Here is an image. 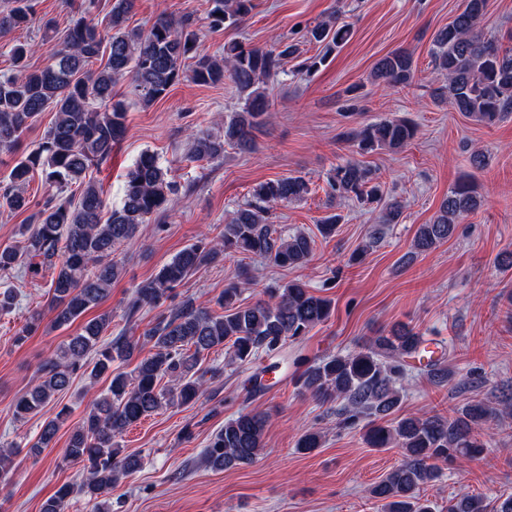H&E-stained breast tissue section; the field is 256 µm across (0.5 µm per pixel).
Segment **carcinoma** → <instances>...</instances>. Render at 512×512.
<instances>
[{"label": "carcinoma", "mask_w": 512, "mask_h": 512, "mask_svg": "<svg viewBox=\"0 0 512 512\" xmlns=\"http://www.w3.org/2000/svg\"><path fill=\"white\" fill-rule=\"evenodd\" d=\"M35 0H11L0 10V34L22 28L30 21ZM136 0H112L108 31L101 33L93 17L95 0H80V17L51 53L49 62L32 70L28 59L34 45L10 46L14 72L0 75V155L16 154L22 136L44 111L54 120L38 147L14 159L0 204L26 211L32 172L39 168L45 181L57 188L59 199H48L29 216L20 244L0 248V278L21 267L46 266L53 270L48 312L56 328L70 326L96 307L110 292L124 267L113 254L134 238L152 216L165 213L179 192L155 155L143 152L126 176L120 206L103 218L106 207L101 183L87 178L88 170L112 157L127 135L126 105L114 99L113 89L129 80L137 101L149 106L163 98L182 79L200 85L232 81L243 96V106L224 120L223 131H191L189 158L212 161L224 157L227 146L249 152L255 133L270 118L266 84L284 71L290 59L302 55L296 42H281L266 50L242 42L224 46L220 55L198 51L196 32L188 18L176 20L164 13L146 29L131 28L129 14ZM214 27L237 25L253 8L252 0H210ZM488 0H465V8L434 35L431 57L446 83L435 96L457 112L492 125L512 112V48L485 38L479 24ZM349 25L329 19L306 31V42L321 47L299 64L311 72L336 48L348 41ZM105 63L92 70L98 58ZM375 76L392 87H407L415 78L412 56L397 50L380 59ZM417 125L392 118L348 128L340 139L361 152L388 147L400 149L413 141ZM332 196L352 197L361 204L380 203L383 185L376 172L356 161L333 167L327 174ZM311 192L302 175H289L255 187L251 201L233 211L215 237L204 234L179 251L159 273L138 284L126 315L157 308L176 298L175 290L201 268L237 254L257 256L281 268L306 265L314 239L304 232L286 233L268 221L279 204L300 201ZM481 204L471 186L463 184L444 198L432 221L420 225L414 249L424 252L448 240L458 219ZM252 284L247 266L218 297L224 312L215 314L185 296L167 307L140 336L121 333L103 341L112 323L108 313L85 321L79 332L63 343L55 356L40 364L27 391L13 405L16 419L37 413L71 385L80 371L90 382L110 377L106 393L96 398L80 427L68 440L60 464H79L84 477L77 486L59 487L41 512H66L74 495L97 500L120 479L134 473L140 457L120 448L118 438L143 418L170 406L196 403L207 393V375L200 368L204 353L222 347L231 364L251 363L260 356L280 355L288 342H299L332 315L331 300L317 296L300 279L279 288H267L264 298L241 303L243 290ZM434 339L406 324L369 338L357 351L324 357L298 375L300 388L315 399L344 402V423L360 430L371 448H398L400 462L370 487V497L383 512H434L421 490L439 480V464L473 459L487 448L488 422L512 413V399L499 409L484 400L471 401L453 416L428 411L398 416L402 381L408 360L424 367L429 382L444 386L455 371L433 357ZM138 359L129 372H117L112 363ZM168 379L169 385L160 382ZM270 416L258 408L243 409L224 422L209 440L202 461L213 470L251 464L265 448ZM58 420L48 422L27 453L39 457L58 431ZM323 432L310 428L299 437L296 449L310 452L322 446ZM446 512H487L484 499L459 494L448 500Z\"/></svg>", "instance_id": "cac0c4a2"}]
</instances>
